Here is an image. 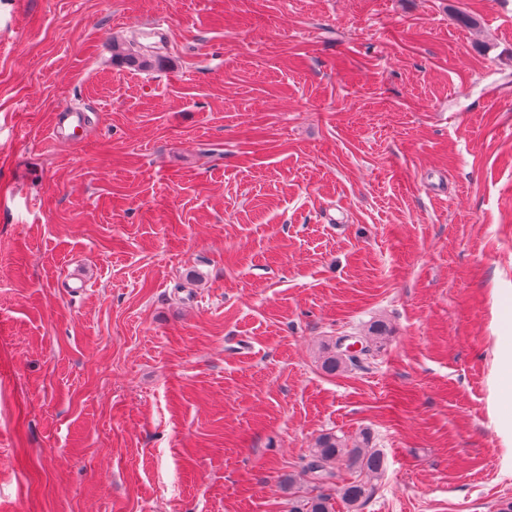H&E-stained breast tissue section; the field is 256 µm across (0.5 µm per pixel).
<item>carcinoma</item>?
I'll list each match as a JSON object with an SVG mask.
<instances>
[{
	"instance_id": "1",
	"label": "carcinoma",
	"mask_w": 512,
	"mask_h": 512,
	"mask_svg": "<svg viewBox=\"0 0 512 512\" xmlns=\"http://www.w3.org/2000/svg\"><path fill=\"white\" fill-rule=\"evenodd\" d=\"M112 59L128 68L146 71L159 64L151 55L131 49V45L114 40L111 43ZM361 344L354 355L343 353L333 346L323 360L329 372L346 371L360 367L372 357L367 336H357ZM368 435H363V445L348 447L334 434H323L316 440L303 472L309 476L311 487L316 494L303 500L291 502L289 512H335L336 500H341L347 512H357L373 491L372 481L378 479L384 468L383 457L373 448L366 447Z\"/></svg>"
}]
</instances>
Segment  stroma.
Instances as JSON below:
<instances>
[{"label":"stroma","instance_id":"stroma-1","mask_svg":"<svg viewBox=\"0 0 512 512\" xmlns=\"http://www.w3.org/2000/svg\"><path fill=\"white\" fill-rule=\"evenodd\" d=\"M509 350L512 0H0V512H500ZM112 59L128 68L146 71L159 64V60L151 55L132 50L131 45L118 40H112ZM371 330L376 336H352L361 344L360 350L355 355L343 353L338 348V343L344 338V336L337 337L334 342L333 351L329 352L323 360L324 368L330 372H337L350 370L353 367H361L365 360H368L373 356V350L370 347L368 340L371 337H376V339L379 340L383 337L381 336L382 330L380 326L374 325L371 327ZM363 446L348 448L335 434H323L316 440L303 472L309 476L316 494L292 501L289 512H335L336 490L347 512H355L373 491L384 468L383 457L374 448H368L369 437L363 435ZM350 477L348 481L345 473ZM365 479H359L361 475ZM339 484H341L339 486Z\"/></svg>","mask_w":512,"mask_h":512}]
</instances>
